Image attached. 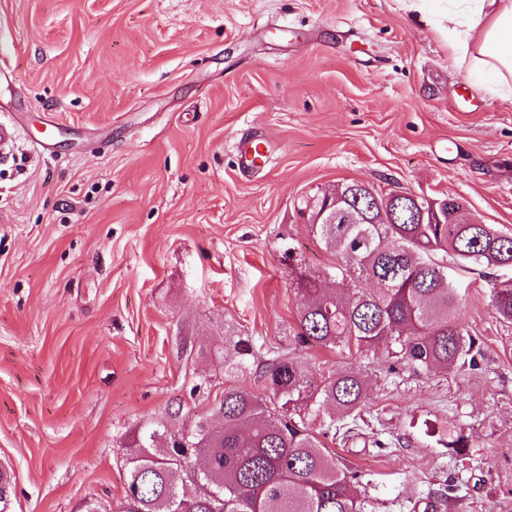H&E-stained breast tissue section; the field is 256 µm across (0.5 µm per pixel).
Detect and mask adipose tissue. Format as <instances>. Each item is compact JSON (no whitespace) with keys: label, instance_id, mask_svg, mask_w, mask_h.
Instances as JSON below:
<instances>
[{"label":"adipose tissue","instance_id":"obj_1","mask_svg":"<svg viewBox=\"0 0 512 512\" xmlns=\"http://www.w3.org/2000/svg\"><path fill=\"white\" fill-rule=\"evenodd\" d=\"M437 24L473 83L512 101V0H448Z\"/></svg>","mask_w":512,"mask_h":512}]
</instances>
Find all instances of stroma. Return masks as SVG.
<instances>
[{
	"instance_id": "stroma-1",
	"label": "stroma",
	"mask_w": 512,
	"mask_h": 512,
	"mask_svg": "<svg viewBox=\"0 0 512 512\" xmlns=\"http://www.w3.org/2000/svg\"><path fill=\"white\" fill-rule=\"evenodd\" d=\"M419 12V11H418ZM405 0H0V108L26 139L0 163V466L13 512H118L152 422L209 417L263 388L277 347L313 377L351 369L372 401L350 441L368 512H512L508 267L449 263L478 369H389L294 341L304 279H333L300 198L345 181L462 198L512 232V102L468 80ZM57 127L53 155L29 136ZM275 149L243 176L237 146ZM256 363L228 373L225 327ZM470 436L453 463L449 426ZM386 442L384 450L372 440ZM459 499L444 500L449 478ZM491 302L499 317L503 321L512 323V286L494 287L491 292Z\"/></svg>"
}]
</instances>
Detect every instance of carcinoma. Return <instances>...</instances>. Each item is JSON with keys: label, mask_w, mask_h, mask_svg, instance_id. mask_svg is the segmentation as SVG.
<instances>
[{"label": "carcinoma", "mask_w": 512, "mask_h": 512, "mask_svg": "<svg viewBox=\"0 0 512 512\" xmlns=\"http://www.w3.org/2000/svg\"><path fill=\"white\" fill-rule=\"evenodd\" d=\"M378 216L373 192L349 182L336 204V223L311 225L351 272L323 288L302 284L297 341L360 355L381 350L391 364L417 371L476 369L481 339L459 323L457 288L436 258L512 267V234L478 223L467 208L453 224H434L408 198L397 200L396 223ZM361 279L372 287H358ZM342 282L351 288L345 300L338 298ZM491 302L512 323V286L493 288ZM222 354L225 369L240 371L255 358L256 345L226 330ZM263 379L265 396L225 388L216 407L222 421H196L167 450L156 446L164 423L138 433L126 457L123 512H365L360 476L323 442L331 433L354 437L372 400L362 377L343 370L317 381L279 352ZM445 447L458 462L470 457L460 430L448 429ZM188 482L197 487L189 498Z\"/></svg>", "instance_id": "cac0c4a2"}]
</instances>
